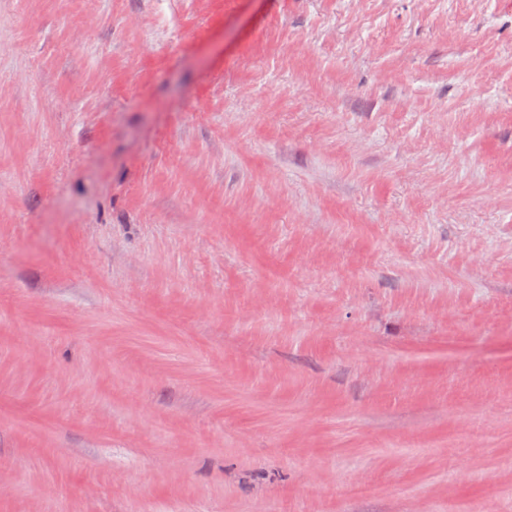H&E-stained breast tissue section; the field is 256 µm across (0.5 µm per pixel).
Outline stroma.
Listing matches in <instances>:
<instances>
[{"mask_svg":"<svg viewBox=\"0 0 512 512\" xmlns=\"http://www.w3.org/2000/svg\"><path fill=\"white\" fill-rule=\"evenodd\" d=\"M462 502L512 512V0H0V512Z\"/></svg>","mask_w":512,"mask_h":512,"instance_id":"stroma-1","label":"stroma"}]
</instances>
